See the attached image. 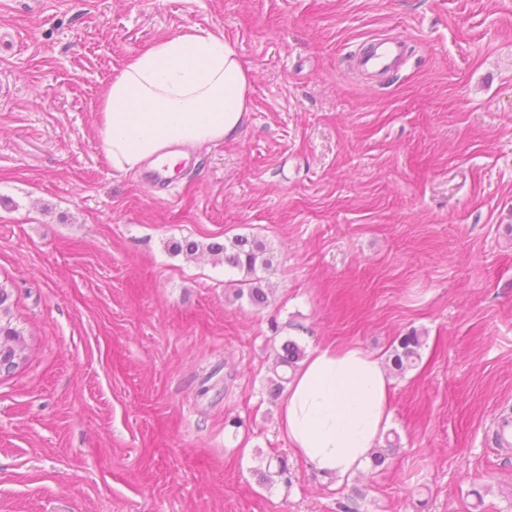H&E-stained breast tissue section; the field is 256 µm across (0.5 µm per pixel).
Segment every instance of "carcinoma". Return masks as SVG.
Masks as SVG:
<instances>
[{
    "instance_id": "carcinoma-1",
    "label": "carcinoma",
    "mask_w": 512,
    "mask_h": 512,
    "mask_svg": "<svg viewBox=\"0 0 512 512\" xmlns=\"http://www.w3.org/2000/svg\"><path fill=\"white\" fill-rule=\"evenodd\" d=\"M208 251L214 256L224 257V264L245 274V287L238 289L237 297L248 296L249 300L261 305L267 301L268 294L261 287V279L257 270L269 266L265 249L255 239L244 236L233 238L227 244H213ZM8 299L7 285L0 282V335L20 336L22 331L14 326L10 309L5 306ZM424 345V336L417 332L396 338L391 351V361L394 369L400 373L412 367L419 357V350ZM301 355V349L294 342L283 345V354L279 355L277 365L286 368L295 367Z\"/></svg>"
}]
</instances>
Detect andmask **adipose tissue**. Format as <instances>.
Instances as JSON below:
<instances>
[{"label":"adipose tissue","mask_w":512,"mask_h":512,"mask_svg":"<svg viewBox=\"0 0 512 512\" xmlns=\"http://www.w3.org/2000/svg\"><path fill=\"white\" fill-rule=\"evenodd\" d=\"M250 70L222 35L194 29L129 57L97 111L100 149L130 172L171 145L236 138L250 110ZM392 381L359 346L320 347L294 373L280 427L314 470L345 479L360 471L391 422Z\"/></svg>","instance_id":"obj_1"}]
</instances>
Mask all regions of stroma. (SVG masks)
Segmentation results:
<instances>
[{
    "instance_id": "stroma-1",
    "label": "stroma",
    "mask_w": 512,
    "mask_h": 512,
    "mask_svg": "<svg viewBox=\"0 0 512 512\" xmlns=\"http://www.w3.org/2000/svg\"><path fill=\"white\" fill-rule=\"evenodd\" d=\"M191 28L234 46L251 112L161 199L97 107ZM377 35L409 50L372 82L349 56ZM238 235L272 261L260 307L208 251ZM0 281L26 339L0 512H512V0H0ZM412 331L387 468L316 474L278 424L283 344L385 360Z\"/></svg>"
}]
</instances>
